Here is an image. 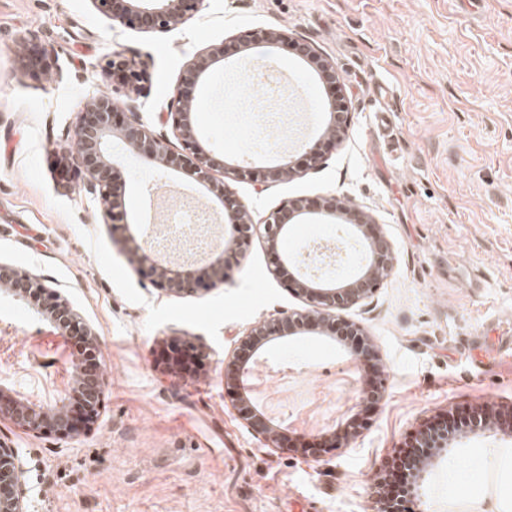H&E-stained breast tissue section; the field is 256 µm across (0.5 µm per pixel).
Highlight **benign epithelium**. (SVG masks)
<instances>
[{
	"instance_id": "7a95c632",
	"label": "benign epithelium",
	"mask_w": 512,
	"mask_h": 512,
	"mask_svg": "<svg viewBox=\"0 0 512 512\" xmlns=\"http://www.w3.org/2000/svg\"><path fill=\"white\" fill-rule=\"evenodd\" d=\"M93 8L114 23L136 27L144 32H168L183 25L194 12L201 9L205 0H90ZM285 38L281 32L249 33L239 39V49L248 51L256 41L278 42ZM224 61V43L209 46L195 56L183 70L173 91L171 104L175 111L167 113L172 121L175 138L182 142L189 153L175 151L161 145L154 130L137 115L135 94L139 93L140 75L125 59H111L108 70L112 74V92L89 98L76 123L78 148L76 158L84 171L83 190L100 199L105 205L104 214L113 218L120 206L112 179L114 159L112 139H119L129 150L145 157L157 166L178 170L193 181L209 185L220 203L224 223L232 226V240H221L217 249L200 259L202 266L188 273L166 261L158 259L154 246L142 228L141 239L132 240L131 252L141 265L147 267L153 285L168 295H185L198 292L202 286H215L224 282L226 253L237 252L249 244L255 225L248 209L236 197L230 186L215 182L220 172L230 179H253L262 183H275L300 173L290 160L280 159L262 170L242 166L234 160L218 159L199 149L197 145V102L191 91L204 83L212 68ZM126 106L131 118L118 120L120 106ZM349 122V113L332 111L316 142L307 148L306 156L312 166L323 163L322 147H334ZM317 216L339 218L341 240L346 245L345 256L359 261L357 270L347 278L339 279L331 272L312 271L298 259V254L283 250V243L291 227L301 220ZM265 244L275 258L272 274L278 276L286 266L296 270L291 285L296 293L315 304L311 311L282 313L260 322L240 341L239 349H250L255 360H260L266 346L295 335L315 333L325 327H343L352 355L361 362L376 358L364 330L356 323L340 317L339 312L349 310L370 298L378 289L380 273L390 272L396 263L392 243L374 224L369 215L356 206H336V198H325L312 204L303 198L291 199L282 204L264 224ZM0 282L7 284V292L17 299H27L44 292L40 278L11 265L0 264ZM49 321L63 335L76 333L83 338V349L74 361L69 393L50 404L34 403L16 389L0 384V420L7 419L32 434L51 433L61 440L72 439L87 429L97 418L107 390V380L98 359L99 344L94 330L64 299L56 300L48 312ZM251 369L234 356L224 374V385L239 388L250 378ZM238 411L256 433L275 442L280 426L275 418L254 404L245 393H239ZM476 430L485 427L482 414L473 412L468 418L457 421L446 416L438 417L416 435V443L405 456L403 466L414 472L415 481L423 476L422 452L426 448L444 450L457 441L462 428ZM20 469L17 451L0 443V512H28L25 493L19 481Z\"/></svg>"
}]
</instances>
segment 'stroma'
<instances>
[{
    "instance_id": "obj_1",
    "label": "stroma",
    "mask_w": 512,
    "mask_h": 512,
    "mask_svg": "<svg viewBox=\"0 0 512 512\" xmlns=\"http://www.w3.org/2000/svg\"><path fill=\"white\" fill-rule=\"evenodd\" d=\"M287 41L242 56L248 32ZM224 62L194 94L199 143L214 156L262 167L293 161L281 183L230 186L253 223L292 198L336 197L367 212L397 264L374 295L343 313L365 331L383 397L362 401L341 370L353 357L332 329L272 345L255 364L253 392L281 421L319 398V425L279 443L254 433L224 387L243 335L279 312L313 304L274 277L261 235L228 258L223 283L187 296L158 290L83 190L77 114L110 91L105 64L131 61L143 81V121L170 147L160 120L184 67L211 44ZM311 44L333 65L350 124L323 164L305 143L326 120L329 91L298 56ZM47 52L50 70L26 63ZM293 73L315 101L302 139L260 143L255 67ZM251 113V126L239 114ZM117 223L158 225L179 203L205 206L207 189L114 142ZM38 275L99 337L108 389L99 415L71 440L0 421L17 449L30 512H377L372 491L406 439L441 415L512 411V0H205L166 33L113 23L90 0H0V262ZM193 347L203 367L168 364L170 345ZM80 353L34 301L0 290V380L44 404L64 396ZM512 436L463 434L433 457L413 512H499L502 458ZM480 460L478 489L448 472Z\"/></svg>"
}]
</instances>
